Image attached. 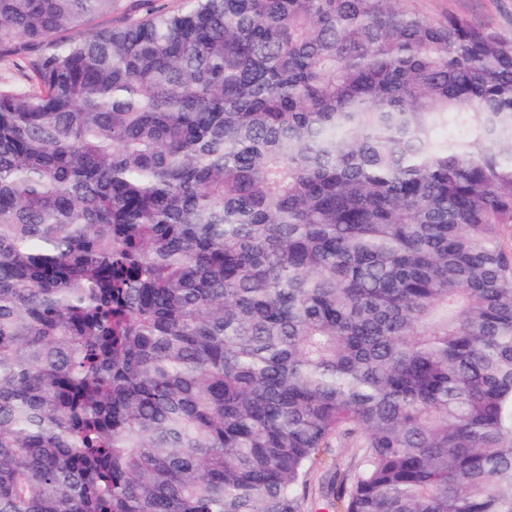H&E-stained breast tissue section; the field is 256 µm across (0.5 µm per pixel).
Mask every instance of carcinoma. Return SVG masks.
Here are the masks:
<instances>
[{
	"mask_svg": "<svg viewBox=\"0 0 512 512\" xmlns=\"http://www.w3.org/2000/svg\"><path fill=\"white\" fill-rule=\"evenodd\" d=\"M402 0H0V512H512V40ZM136 0H117L115 7H112V13L99 14L93 17L87 28H100L108 26L122 25L127 21H133L145 16L146 7L155 9H178L183 6V0H149L145 5L136 7L139 3ZM336 475V454L328 457L323 465L310 477L304 494V512H336L324 510L326 500L329 497L328 481L333 482Z\"/></svg>",
	"mask_w": 512,
	"mask_h": 512,
	"instance_id": "1",
	"label": "carcinoma"
}]
</instances>
